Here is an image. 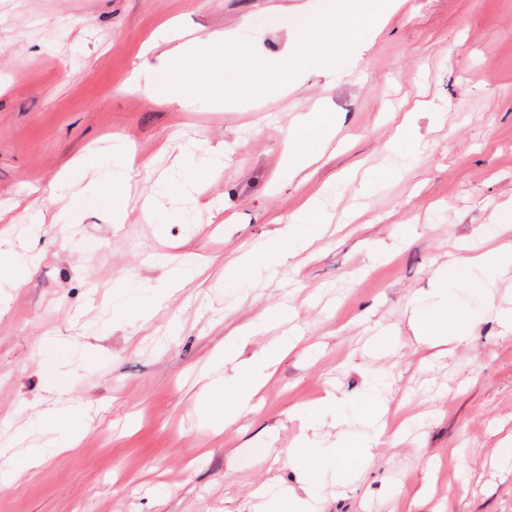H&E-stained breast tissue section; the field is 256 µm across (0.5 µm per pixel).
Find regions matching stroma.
<instances>
[{
	"label": "stroma",
	"mask_w": 512,
	"mask_h": 512,
	"mask_svg": "<svg viewBox=\"0 0 512 512\" xmlns=\"http://www.w3.org/2000/svg\"><path fill=\"white\" fill-rule=\"evenodd\" d=\"M313 0H0V445H46L65 422L72 447L0 457L14 475L0 512H263L260 486L299 489L291 458L309 437L335 447L364 425L307 415L385 373L395 445L351 474L323 478L317 512H512V268L462 343L430 348L413 306L450 321L439 267L491 229L512 247V0H404L356 49L350 75L305 69L276 100L223 108L164 89L163 64L193 37L248 42L270 63L300 38ZM330 113L335 138L283 176L285 149L309 151L300 116ZM406 128L422 153L391 149ZM213 166L179 198L187 148ZM134 162L129 197L84 200L113 157ZM308 200L326 232L283 266L257 264L237 287L230 261L278 240ZM123 223H115L116 214ZM297 338L253 412L216 418L210 382H234L224 348L252 359ZM259 335L243 338L250 326ZM388 332L372 353L368 336Z\"/></svg>",
	"instance_id": "stroma-1"
}]
</instances>
